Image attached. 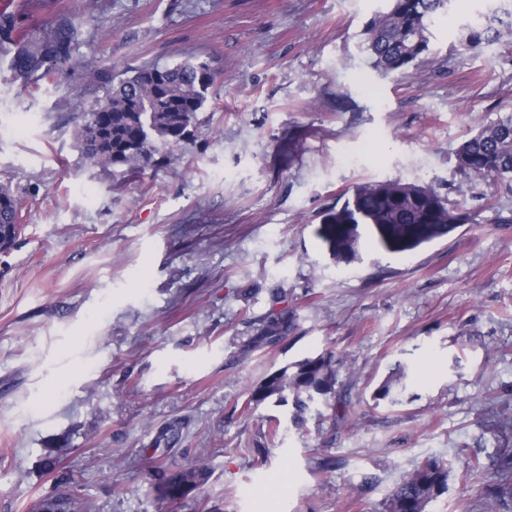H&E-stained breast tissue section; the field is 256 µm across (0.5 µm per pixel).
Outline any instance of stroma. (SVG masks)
I'll return each instance as SVG.
<instances>
[{"label":"stroma","instance_id":"35a3bbf8","mask_svg":"<svg viewBox=\"0 0 512 512\" xmlns=\"http://www.w3.org/2000/svg\"><path fill=\"white\" fill-rule=\"evenodd\" d=\"M12 4L79 21L91 66L198 53L224 83L190 140L129 176L90 167L72 139L70 100L99 97L81 75L0 82V185L24 226L0 254V512H34L71 479L91 512H385L429 457L448 484L426 512H477L488 466L512 452L493 429L512 413V181L469 188L455 152L512 115V36L479 53L458 41L498 0H453L406 75L374 68L363 35L388 0ZM396 180L464 201L475 223L396 255L366 235L360 260L336 263L321 213ZM274 288L294 327L244 353ZM327 350L344 423L248 408L266 374ZM399 363L398 403L375 401ZM160 466L209 479L169 506L151 492Z\"/></svg>","mask_w":512,"mask_h":512}]
</instances>
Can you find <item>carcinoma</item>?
I'll return each instance as SVG.
<instances>
[{"label": "carcinoma", "instance_id": "cac0c4a2", "mask_svg": "<svg viewBox=\"0 0 512 512\" xmlns=\"http://www.w3.org/2000/svg\"><path fill=\"white\" fill-rule=\"evenodd\" d=\"M0 45L8 41L11 80L25 87L56 76L83 72L84 82L104 92L91 108L80 96L70 101L81 117L72 128V138L86 162L103 170L121 168L138 174L159 164L157 143L178 145L187 140L196 125L197 112L208 95L221 83L213 61L187 57L170 66L145 63L128 73L110 68H90L75 54L81 26L67 16L34 27L22 18L8 0H0ZM451 0H391L386 12L376 14L366 25L367 49L375 68L386 73L403 72L426 62L430 53L431 25L447 10ZM501 35L492 24L474 21L465 27L460 45L480 51ZM457 168L471 182L512 176V116L479 129L456 151ZM18 202L0 185V253L12 249L22 225L18 224ZM473 221L458 200L409 182H367L357 186L339 208L327 210L316 234L336 262L357 258L364 227L375 243L391 253L415 250L447 235L459 224ZM294 327L288 310H273L265 319L264 335L252 338L249 349L269 345ZM405 377L397 365L395 375L377 389V399L398 403L394 383ZM336 362L331 352L308 356L288 364L252 387L249 402L271 400L292 409L291 423L303 427L308 417L322 415L319 406L336 398ZM492 480L479 500L480 512H512V455L493 461ZM209 479L201 468L174 473L156 472L155 496L174 505ZM448 469L435 458L418 463L402 476L386 503V512H426L428 504L446 487ZM87 504L78 482L71 481L67 493L43 501L38 512H85Z\"/></svg>", "mask_w": 512, "mask_h": 512}]
</instances>
